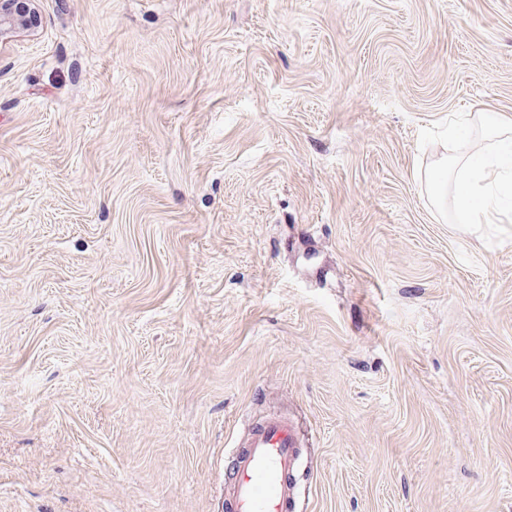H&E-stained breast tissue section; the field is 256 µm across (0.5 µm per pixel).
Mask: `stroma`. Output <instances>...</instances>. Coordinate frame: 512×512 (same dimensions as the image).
Returning a JSON list of instances; mask_svg holds the SVG:
<instances>
[{"label":"stroma","mask_w":512,"mask_h":512,"mask_svg":"<svg viewBox=\"0 0 512 512\" xmlns=\"http://www.w3.org/2000/svg\"><path fill=\"white\" fill-rule=\"evenodd\" d=\"M0 37V512H512V0H36ZM463 158H444L442 166L454 175L456 181L454 202L459 212L472 224H494L498 212L497 190L502 179L511 178V148L498 152L488 166L474 170L462 161ZM239 447L226 479L233 512H289L300 455L295 425L286 417L263 420L249 429Z\"/></svg>","instance_id":"35a3bbf8"}]
</instances>
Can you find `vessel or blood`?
Wrapping results in <instances>:
<instances>
[{
	"mask_svg": "<svg viewBox=\"0 0 512 512\" xmlns=\"http://www.w3.org/2000/svg\"><path fill=\"white\" fill-rule=\"evenodd\" d=\"M299 455V433L288 418L253 425L227 478L233 512H289Z\"/></svg>",
	"mask_w": 512,
	"mask_h": 512,
	"instance_id": "obj_1",
	"label": "vessel or blood"
}]
</instances>
